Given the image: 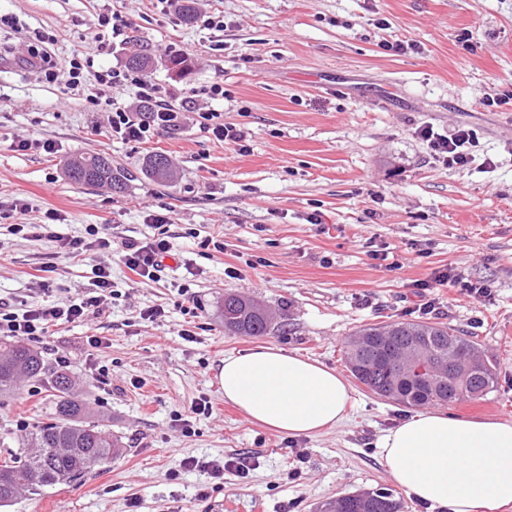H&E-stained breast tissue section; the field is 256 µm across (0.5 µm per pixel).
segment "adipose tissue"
<instances>
[{
    "mask_svg": "<svg viewBox=\"0 0 512 512\" xmlns=\"http://www.w3.org/2000/svg\"><path fill=\"white\" fill-rule=\"evenodd\" d=\"M224 399L250 421L288 435L339 424L351 389L335 369L275 347L225 356ZM391 481L435 512H497L512 504V422L440 410L415 413L385 435Z\"/></svg>",
    "mask_w": 512,
    "mask_h": 512,
    "instance_id": "1",
    "label": "adipose tissue"
}]
</instances>
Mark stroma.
<instances>
[{"label":"stroma","instance_id":"obj_1","mask_svg":"<svg viewBox=\"0 0 512 512\" xmlns=\"http://www.w3.org/2000/svg\"><path fill=\"white\" fill-rule=\"evenodd\" d=\"M112 6L155 59L150 80L187 92L223 81L213 101L224 121L246 128L248 152L217 141L195 119L142 142L113 137L104 110L19 59H0V204L25 213L0 220V302L15 308L65 301L94 290L97 256L65 259L63 239L90 224L112 229L114 244L154 234L148 212L166 214L175 257L154 281L112 263L111 305L81 323L52 329L37 343L52 368L72 375L125 446L77 485L24 495L0 512H321L337 497L392 489L403 512H432L393 488L379 444L410 408L351 380L345 419L315 436H288L249 421L225 403L218 378L225 355L273 346L349 377L347 342L359 327L415 320L423 299L436 321L469 336L490 359L497 383L479 400L449 405L450 415L512 421V107L485 98L512 83V0H197L221 18L208 28L183 22L161 0H0V47L55 41L58 56H88L121 67L128 45L101 47L97 17ZM468 34V44L459 35ZM416 51L395 54L388 41ZM171 55L193 62L173 80ZM473 130L466 166L437 161L415 133ZM52 142L55 153L13 150L14 141ZM98 152L129 171L127 190L70 182L68 157ZM155 153L176 179L145 174ZM60 223L30 237L12 224ZM223 242V251L203 248ZM387 252V260L371 251ZM55 263L49 290L41 263ZM484 282L481 301L443 285L420 284L439 267ZM234 267L238 276H227ZM228 293L250 296L278 325L268 335L225 333ZM160 306L162 318H143ZM191 329L193 340L181 337ZM101 338L100 347L87 343ZM108 374V384L96 379ZM213 413L191 433L178 423L193 401ZM52 405L44 387L23 382L0 401V443L18 447ZM200 468L170 478L177 459ZM232 457L216 483L205 462Z\"/></svg>","mask_w":512,"mask_h":512}]
</instances>
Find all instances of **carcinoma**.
Returning a JSON list of instances; mask_svg holds the SVG:
<instances>
[{"instance_id":"carcinoma-1","label":"carcinoma","mask_w":512,"mask_h":512,"mask_svg":"<svg viewBox=\"0 0 512 512\" xmlns=\"http://www.w3.org/2000/svg\"><path fill=\"white\" fill-rule=\"evenodd\" d=\"M125 64L148 71L151 55L140 49L128 52ZM171 75L184 78L192 62L174 55L166 59ZM148 175L161 182L173 178L162 154L146 162ZM65 176L84 186H106L123 193L130 182L125 170L93 153L75 156L65 166ZM224 331L241 336H265L274 329V316L253 299L236 293L224 295ZM475 344L447 324L436 321H394L365 325L352 334L347 365L352 376L369 391L407 408L450 405L461 398L481 399L495 387L496 371L489 361L468 369L461 354ZM46 384L54 402L46 420L29 429L22 447L0 459V508L21 494L39 495L47 488L73 485L121 453L123 442L81 397L72 377L49 367L43 356L26 343L0 338V396L17 391L21 379ZM342 512H401L402 503L387 489L342 496Z\"/></svg>"}]
</instances>
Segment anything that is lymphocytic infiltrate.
Instances as JSON below:
<instances>
[{"instance_id":"1","label":"lymphocytic infiltrate","mask_w":512,"mask_h":512,"mask_svg":"<svg viewBox=\"0 0 512 512\" xmlns=\"http://www.w3.org/2000/svg\"><path fill=\"white\" fill-rule=\"evenodd\" d=\"M95 79L99 86L98 92L89 94L92 106H106L112 112L110 127L113 132L129 142H140L147 139L159 129H174L180 126L186 112L191 111L194 97L187 96L182 100L180 108H172L167 99L172 92L151 80L130 76L129 72L108 67L97 71ZM136 86L139 101L153 104L151 112H134L129 107L119 105L112 98L113 89L125 83ZM418 135L428 142L438 161L448 166H464L471 160L470 145L474 143L472 130L461 128L453 135H442L433 131L432 127L418 128ZM150 224L156 232L146 242H123L120 251H113L112 240L99 225L87 227L86 236L63 240L61 248L66 259L75 260L85 257L88 253L101 254L102 259L95 266V295L81 296L64 302H52L36 308L15 309L0 305V335L17 336L32 342H38L47 335L51 327L63 323L85 321L90 314L99 312L101 306L114 295L111 279V255H118L120 262L144 280L153 281L163 269V261L173 251L174 244L169 233L170 220L167 215L151 213Z\"/></svg>"}]
</instances>
